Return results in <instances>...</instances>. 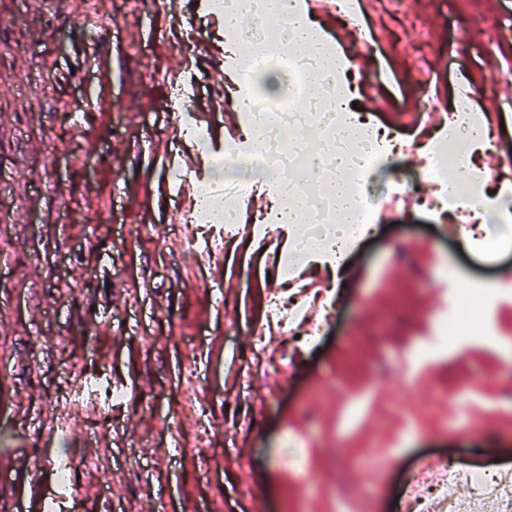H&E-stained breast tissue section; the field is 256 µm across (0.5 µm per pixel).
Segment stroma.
<instances>
[{
    "label": "stroma",
    "mask_w": 512,
    "mask_h": 512,
    "mask_svg": "<svg viewBox=\"0 0 512 512\" xmlns=\"http://www.w3.org/2000/svg\"><path fill=\"white\" fill-rule=\"evenodd\" d=\"M365 21L381 89L354 100L406 145L371 191L431 190V157L402 118L429 83L450 102L462 77L488 83L475 111L497 104L505 129L477 160H504L512 0H378ZM190 66L198 81L177 94L169 77ZM239 68L206 0L163 13L149 0H0V512H39L64 448L86 492L74 512H146L152 484L174 512H396L422 454L512 463V245L464 246L458 222L413 205L377 215L337 309L309 320L315 342L285 367L266 313L285 233L224 240L217 261L183 244L172 164L223 161L228 117L211 88L219 74L237 95ZM184 108L203 114L207 144L181 138ZM463 287L482 299L471 331L411 352ZM89 379L129 401L82 400ZM66 397L65 428L47 435ZM204 423L211 440L193 447Z\"/></svg>",
    "instance_id": "1"
}]
</instances>
